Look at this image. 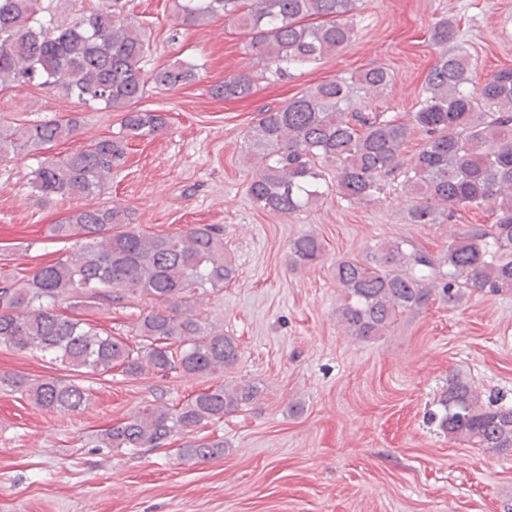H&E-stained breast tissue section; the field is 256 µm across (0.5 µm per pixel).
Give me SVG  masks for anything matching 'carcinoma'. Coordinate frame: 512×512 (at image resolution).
<instances>
[{"mask_svg":"<svg viewBox=\"0 0 512 512\" xmlns=\"http://www.w3.org/2000/svg\"><path fill=\"white\" fill-rule=\"evenodd\" d=\"M40 2L0 0V91L38 78L49 89L124 113L119 132L62 159L47 157L34 172L35 187L46 198L99 194L107 175L125 163L128 142L166 125L162 114L135 108L145 85L150 35L140 22L118 18L107 0L67 23L41 13ZM177 2L184 25L202 26L217 16L237 25L247 36L248 53L276 76L347 48L357 10V0ZM458 33L451 17L433 25L431 40L442 51L407 123L361 103V95L380 93L392 82L387 70L375 67L326 80L279 108L261 110L246 134L249 154L257 160L249 194L275 213L291 214L317 203L324 195L327 163L336 165L342 198L351 204L374 199L385 190L382 177L404 166L403 148L417 131L425 144L404 172L413 195L409 223L442 224L462 208L492 213L493 223L455 234L438 260L406 248L403 241H386L365 260L338 263L336 280L344 295L336 318L358 340L383 336L434 292L452 306L476 291L512 294V68L475 86ZM192 77V66L181 62L152 74L164 88ZM252 92L245 75L219 87L226 98ZM75 127L72 119L0 126V157L18 150L39 152ZM51 231L79 247L29 276L0 277V344L51 352L75 371L106 374L118 368L132 377L174 371L209 375L235 363L238 344L193 313L186 298L235 278L223 230L192 224L180 233H149L134 223L131 212L114 205L74 210ZM289 253L295 267H306L322 257L323 242L302 235L290 242ZM135 296L160 305L138 323L142 340L136 348L76 315ZM0 386L57 413L78 412L89 399L83 387L54 378L3 376ZM257 394L253 383H225L175 408L146 405L103 430L99 441L106 448H161L240 410ZM437 406L432 418L449 437L474 448L512 452V403L482 399L457 374ZM179 452L186 460L205 462L224 455V442H195Z\"/></svg>","mask_w":512,"mask_h":512,"instance_id":"cac0c4a2","label":"carcinoma"}]
</instances>
